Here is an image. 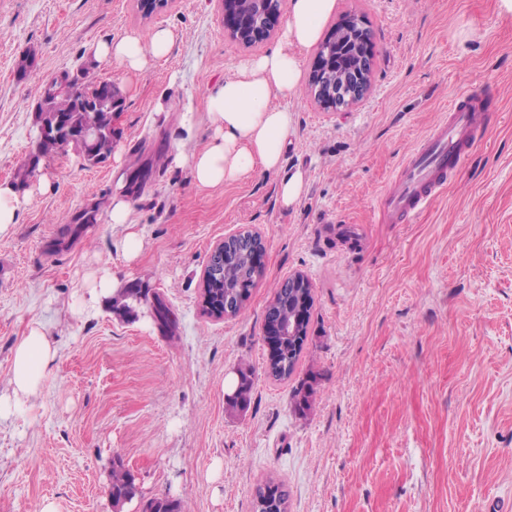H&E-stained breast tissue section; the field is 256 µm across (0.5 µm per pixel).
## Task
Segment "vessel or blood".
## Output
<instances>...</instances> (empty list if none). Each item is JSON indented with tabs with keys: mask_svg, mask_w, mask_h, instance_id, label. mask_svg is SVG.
I'll return each instance as SVG.
<instances>
[{
	"mask_svg": "<svg viewBox=\"0 0 512 512\" xmlns=\"http://www.w3.org/2000/svg\"><path fill=\"white\" fill-rule=\"evenodd\" d=\"M487 114L479 98L460 97L427 137L403 161L383 195L382 222L405 224L423 212L445 188L448 173L466 163L472 144L485 127Z\"/></svg>",
	"mask_w": 512,
	"mask_h": 512,
	"instance_id": "vessel-or-blood-1",
	"label": "vessel or blood"
}]
</instances>
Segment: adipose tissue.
Segmentation results:
<instances>
[{"label": "adipose tissue", "mask_w": 512, "mask_h": 512, "mask_svg": "<svg viewBox=\"0 0 512 512\" xmlns=\"http://www.w3.org/2000/svg\"><path fill=\"white\" fill-rule=\"evenodd\" d=\"M336 9V0H288V17L275 50L247 60L236 74L214 86L206 99V120L212 131L208 144L194 151L174 146L173 165L189 169L195 182L216 187L249 177L255 168L279 174L278 199L283 207L297 206L305 191L302 170H283L284 151L293 130L288 110L272 106L276 97L298 94L303 78L299 49H310L322 37L323 26ZM175 36L171 30L156 29L148 35H131L99 43L92 47L95 59L116 62L127 71L138 73L148 64L164 57ZM114 189L105 206L113 224L125 227L120 242L126 261L135 260L143 238L132 221L122 166L112 169ZM48 178H40L26 189L10 182L0 183V238L13 233L23 211L38 194L50 192ZM121 282L111 268L90 269L80 283L78 314L96 312L114 295ZM58 358L54 341L41 324H33L16 344L11 365L9 390L0 394V419L24 417L33 413L35 399L52 376Z\"/></svg>", "instance_id": "adipose-tissue-1"}]
</instances>
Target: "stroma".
<instances>
[{
  "instance_id": "1",
  "label": "stroma",
  "mask_w": 512,
  "mask_h": 512,
  "mask_svg": "<svg viewBox=\"0 0 512 512\" xmlns=\"http://www.w3.org/2000/svg\"><path fill=\"white\" fill-rule=\"evenodd\" d=\"M336 13L365 20L371 88L344 112L304 90L276 99L294 117L285 167L308 180L285 210L276 175L202 188L168 161L180 112L204 113L208 90L278 37L233 39L220 0H170L148 19L136 0H0V182L53 183L0 239V392L33 323L58 346L33 416L0 423V512L45 499L139 512L112 504L116 457L141 498L188 512H253L266 483L287 491L288 512H512V15L498 0H338ZM158 28L175 41L140 74L86 53ZM85 67L124 93L112 149L136 189L132 263L115 248L123 226L83 220L112 188L111 162L85 167L69 150L28 166L45 84ZM464 94L496 108L468 162L414 221L380 223L402 161ZM242 230L261 234L265 274L241 315L216 319L201 277L213 245ZM98 266L160 296L172 327L148 303L76 315L78 280ZM295 273L313 306L295 369L276 380L265 310ZM245 364L250 401L232 411L224 379ZM300 389L309 411L294 408Z\"/></svg>"
}]
</instances>
